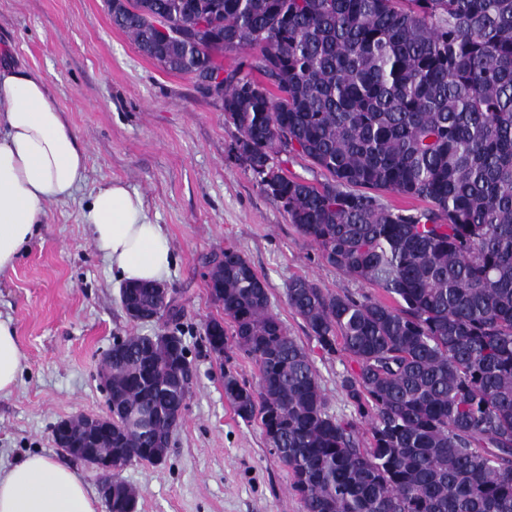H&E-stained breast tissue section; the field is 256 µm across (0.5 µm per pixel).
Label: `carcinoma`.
<instances>
[{
  "instance_id": "1",
  "label": "carcinoma",
  "mask_w": 512,
  "mask_h": 512,
  "mask_svg": "<svg viewBox=\"0 0 512 512\" xmlns=\"http://www.w3.org/2000/svg\"><path fill=\"white\" fill-rule=\"evenodd\" d=\"M112 25L165 69L220 77L237 130L229 158L336 270L394 298L339 295L306 277L286 304L327 355L355 367L329 412L266 281L233 247L206 259L224 328L206 343L250 357L257 384L224 396L259 424L303 512H512V0H110ZM169 23V32L157 25ZM246 60L224 69V51ZM325 180L288 176L280 156ZM392 191L428 204L391 209ZM145 316L177 322L148 288ZM187 349L158 335L112 346L117 466L159 463L190 389ZM143 407L155 419L130 430ZM368 423L367 443L359 426ZM112 512L138 491L112 475Z\"/></svg>"
}]
</instances>
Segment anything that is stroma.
Returning <instances> with one entry per match:
<instances>
[{"mask_svg":"<svg viewBox=\"0 0 512 512\" xmlns=\"http://www.w3.org/2000/svg\"><path fill=\"white\" fill-rule=\"evenodd\" d=\"M4 53L45 76L51 102L85 149L86 179L70 199L45 205L26 252L0 275V314L12 317L27 356L15 389L0 397V461L32 452L64 459L52 426L105 412L104 352L116 340L160 330L127 317L85 218L87 196L120 181L141 196L175 256L165 284L183 306L194 367L166 460L134 462L120 473L139 492L137 512H302L288 468L258 424L242 422L224 396L225 368L249 382L257 368L240 352L225 360L206 346L203 325L223 311L209 296L203 259L232 246L251 261L338 416L352 412L340 388L352 362L320 350L288 309L285 290L303 276L334 294L379 299L382 291L321 259L280 204L229 158L236 129L220 105L190 76L144 57L113 26L107 0H0Z\"/></svg>","mask_w":512,"mask_h":512,"instance_id":"1","label":"stroma"}]
</instances>
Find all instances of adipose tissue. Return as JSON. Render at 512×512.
Segmentation results:
<instances>
[{"label": "adipose tissue", "mask_w": 512, "mask_h": 512, "mask_svg": "<svg viewBox=\"0 0 512 512\" xmlns=\"http://www.w3.org/2000/svg\"><path fill=\"white\" fill-rule=\"evenodd\" d=\"M79 139L49 100L44 76L0 61V274L34 238L44 206L69 198L84 179ZM93 242L117 283L160 282L174 262L161 225L120 182L86 205ZM27 358L11 318L0 317V396L10 395ZM99 501L71 465L30 453L0 469V512H98Z\"/></svg>", "instance_id": "adipose-tissue-1"}]
</instances>
